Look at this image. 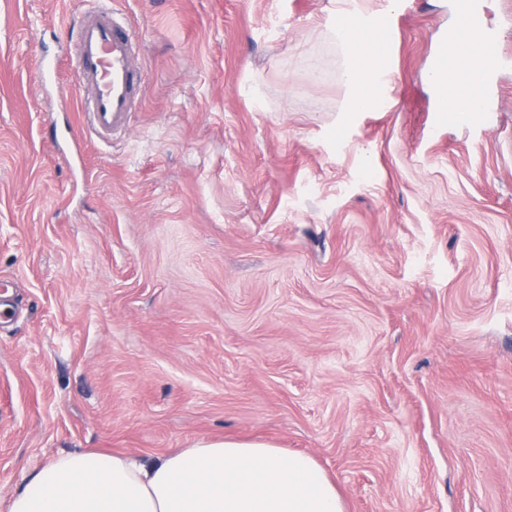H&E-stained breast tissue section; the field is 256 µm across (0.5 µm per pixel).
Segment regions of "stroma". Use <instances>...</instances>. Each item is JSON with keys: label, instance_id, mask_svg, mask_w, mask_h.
Returning a JSON list of instances; mask_svg holds the SVG:
<instances>
[{"label": "stroma", "instance_id": "stroma-1", "mask_svg": "<svg viewBox=\"0 0 512 512\" xmlns=\"http://www.w3.org/2000/svg\"><path fill=\"white\" fill-rule=\"evenodd\" d=\"M112 2L144 88L106 142L59 95L88 0H0V512L60 453L204 436L309 454L346 512H512V0L468 124L427 80L454 0ZM358 12L391 78L349 114Z\"/></svg>", "mask_w": 512, "mask_h": 512}]
</instances>
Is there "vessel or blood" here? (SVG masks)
Instances as JSON below:
<instances>
[{"label": "vessel or blood", "mask_w": 512, "mask_h": 512, "mask_svg": "<svg viewBox=\"0 0 512 512\" xmlns=\"http://www.w3.org/2000/svg\"><path fill=\"white\" fill-rule=\"evenodd\" d=\"M76 30L78 45L71 65L78 88L88 90L83 110L88 127L99 134L125 129L141 91L138 49L127 23L117 17L112 0H97ZM459 23L449 28L433 59L444 81L459 82L463 69L461 46L469 27L483 17L475 0H455Z\"/></svg>", "instance_id": "vessel-or-blood-1"}]
</instances>
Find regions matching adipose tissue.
<instances>
[{"label": "adipose tissue", "instance_id": "1", "mask_svg": "<svg viewBox=\"0 0 512 512\" xmlns=\"http://www.w3.org/2000/svg\"><path fill=\"white\" fill-rule=\"evenodd\" d=\"M348 64L345 109L382 103L380 35L358 16L337 26ZM9 512H345L326 472L309 455L267 442L203 437L155 458L64 453L17 492Z\"/></svg>", "mask_w": 512, "mask_h": 512}]
</instances>
